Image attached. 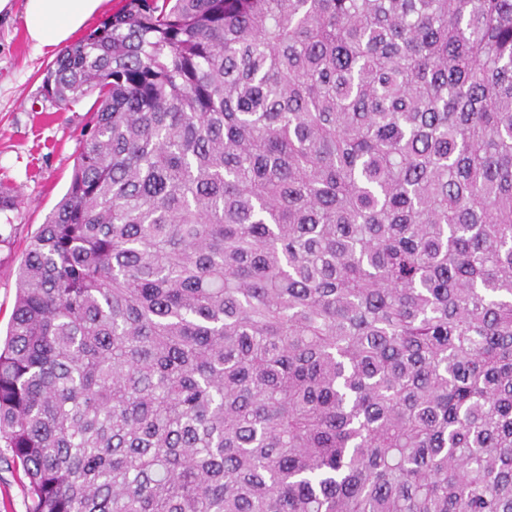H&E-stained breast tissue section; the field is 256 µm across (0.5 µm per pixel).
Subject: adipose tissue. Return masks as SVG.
I'll return each instance as SVG.
<instances>
[{"mask_svg":"<svg viewBox=\"0 0 512 512\" xmlns=\"http://www.w3.org/2000/svg\"><path fill=\"white\" fill-rule=\"evenodd\" d=\"M103 0H25V24L37 48L57 49L100 10Z\"/></svg>","mask_w":512,"mask_h":512,"instance_id":"adipose-tissue-1","label":"adipose tissue"}]
</instances>
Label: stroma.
Masks as SVG:
<instances>
[{
  "mask_svg": "<svg viewBox=\"0 0 512 512\" xmlns=\"http://www.w3.org/2000/svg\"><path fill=\"white\" fill-rule=\"evenodd\" d=\"M24 0L0 15V185L14 209L0 211V333H6L18 269L30 238L65 194L80 142L97 109L96 93L61 107L44 97L43 73L57 53L37 49L24 20ZM0 448V512H26L28 480Z\"/></svg>",
  "mask_w": 512,
  "mask_h": 512,
  "instance_id": "1",
  "label": "stroma"
}]
</instances>
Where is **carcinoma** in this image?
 I'll list each match as a JSON object with an SVG mask.
<instances>
[{
    "label": "carcinoma",
    "mask_w": 512,
    "mask_h": 512,
    "mask_svg": "<svg viewBox=\"0 0 512 512\" xmlns=\"http://www.w3.org/2000/svg\"><path fill=\"white\" fill-rule=\"evenodd\" d=\"M0 342L27 512H512V0H125Z\"/></svg>",
    "instance_id": "carcinoma-1"
}]
</instances>
